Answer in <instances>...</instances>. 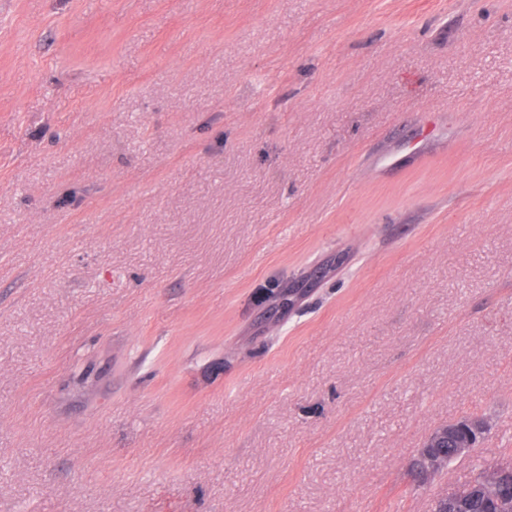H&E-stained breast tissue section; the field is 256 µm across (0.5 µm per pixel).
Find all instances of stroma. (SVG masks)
I'll list each match as a JSON object with an SVG mask.
<instances>
[{
  "mask_svg": "<svg viewBox=\"0 0 512 512\" xmlns=\"http://www.w3.org/2000/svg\"><path fill=\"white\" fill-rule=\"evenodd\" d=\"M510 457L512 0H0V512H432ZM483 426L481 423H473V434H467L457 430L456 428L442 427L433 431L428 437L427 441L422 448H426L423 455H421L420 449L417 457L415 458L420 463V469L423 475L426 477L433 475L440 470L444 469L448 465V460H457L467 456L471 448H474L476 438L481 436ZM427 448H431L433 451H439L443 448H448V452L436 453Z\"/></svg>",
  "mask_w": 512,
  "mask_h": 512,
  "instance_id": "1",
  "label": "stroma"
}]
</instances>
